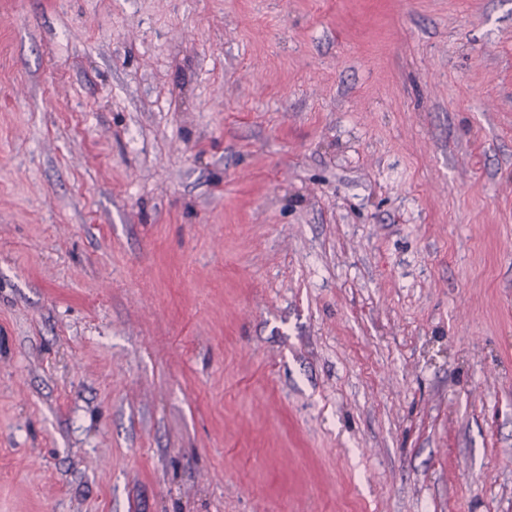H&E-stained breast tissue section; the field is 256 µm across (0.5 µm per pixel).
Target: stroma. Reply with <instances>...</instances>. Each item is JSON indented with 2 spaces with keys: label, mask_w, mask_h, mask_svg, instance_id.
<instances>
[{
  "label": "stroma",
  "mask_w": 512,
  "mask_h": 512,
  "mask_svg": "<svg viewBox=\"0 0 512 512\" xmlns=\"http://www.w3.org/2000/svg\"><path fill=\"white\" fill-rule=\"evenodd\" d=\"M0 512H512V0H0Z\"/></svg>",
  "instance_id": "stroma-1"
}]
</instances>
